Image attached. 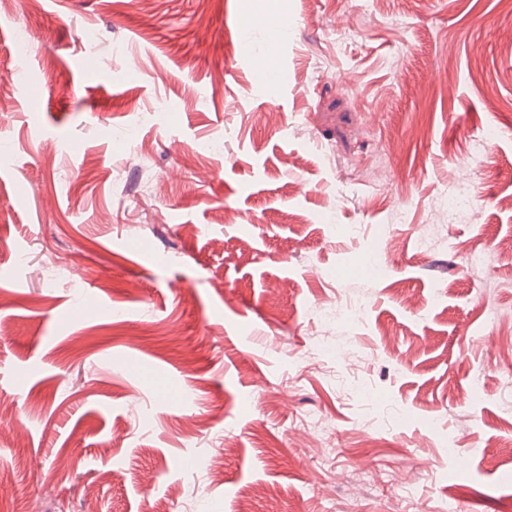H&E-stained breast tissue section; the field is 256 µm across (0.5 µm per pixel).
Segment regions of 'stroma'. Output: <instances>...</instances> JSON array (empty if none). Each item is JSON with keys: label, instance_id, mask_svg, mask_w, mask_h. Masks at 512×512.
<instances>
[{"label": "stroma", "instance_id": "1", "mask_svg": "<svg viewBox=\"0 0 512 512\" xmlns=\"http://www.w3.org/2000/svg\"><path fill=\"white\" fill-rule=\"evenodd\" d=\"M0 82V512H512V0H0ZM444 207L449 215L457 217H469L474 214L473 192L466 180L461 179L457 182L455 190L448 194V201L444 203ZM367 307V302L363 300H359L346 306L333 303L323 306L317 312V317L321 320L336 319V321L345 320L360 322L366 315Z\"/></svg>", "mask_w": 512, "mask_h": 512}]
</instances>
